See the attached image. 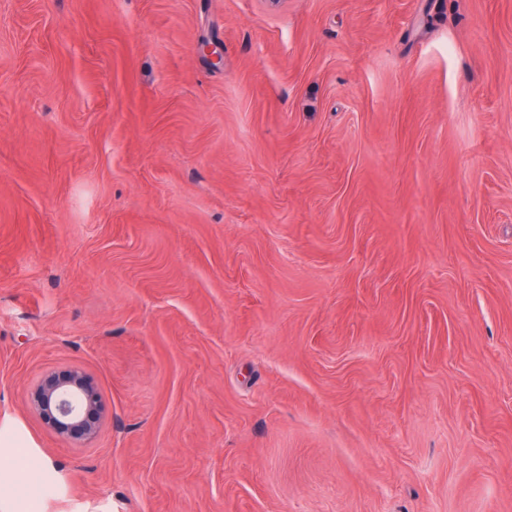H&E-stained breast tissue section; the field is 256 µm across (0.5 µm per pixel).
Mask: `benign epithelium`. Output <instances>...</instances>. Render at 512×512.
I'll use <instances>...</instances> for the list:
<instances>
[{"instance_id":"benign-epithelium-1","label":"benign epithelium","mask_w":512,"mask_h":512,"mask_svg":"<svg viewBox=\"0 0 512 512\" xmlns=\"http://www.w3.org/2000/svg\"><path fill=\"white\" fill-rule=\"evenodd\" d=\"M30 405L49 429L79 445L97 436L104 418L96 386L78 368L45 374L31 393Z\"/></svg>"}]
</instances>
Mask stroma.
<instances>
[{
	"label": "stroma",
	"mask_w": 512,
	"mask_h": 512,
	"mask_svg": "<svg viewBox=\"0 0 512 512\" xmlns=\"http://www.w3.org/2000/svg\"><path fill=\"white\" fill-rule=\"evenodd\" d=\"M0 503L512 512V0H0ZM30 405L49 429L79 445L97 436L104 418L96 386L78 368L45 374L31 393Z\"/></svg>",
	"instance_id": "stroma-1"
}]
</instances>
